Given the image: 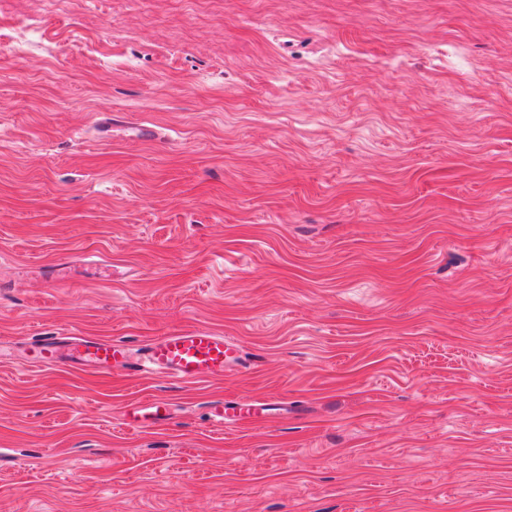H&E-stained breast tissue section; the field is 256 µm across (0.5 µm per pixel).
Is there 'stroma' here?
I'll list each match as a JSON object with an SVG mask.
<instances>
[{
	"instance_id": "stroma-1",
	"label": "stroma",
	"mask_w": 512,
	"mask_h": 512,
	"mask_svg": "<svg viewBox=\"0 0 512 512\" xmlns=\"http://www.w3.org/2000/svg\"><path fill=\"white\" fill-rule=\"evenodd\" d=\"M0 512H512V0H11ZM70 342L69 358L80 367H91L110 375L113 370L138 366L184 383L223 378L224 369L240 361L237 346L209 328H186L150 341L140 360L134 362L128 346L120 340H93L87 336H40L26 351L28 369L56 366L62 359L64 340Z\"/></svg>"
}]
</instances>
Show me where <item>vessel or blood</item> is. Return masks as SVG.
<instances>
[{"mask_svg": "<svg viewBox=\"0 0 512 512\" xmlns=\"http://www.w3.org/2000/svg\"><path fill=\"white\" fill-rule=\"evenodd\" d=\"M69 342L71 362L90 367L102 374L115 370L139 367L148 373L194 383L220 378L224 370L240 360L237 346L226 336L209 328H186L178 333L150 341L140 360H133L128 346L120 340H93L85 336L62 339L42 336L30 344L26 351L27 368H48L60 363L62 342Z\"/></svg>", "mask_w": 512, "mask_h": 512, "instance_id": "obj_1", "label": "vessel or blood"}]
</instances>
